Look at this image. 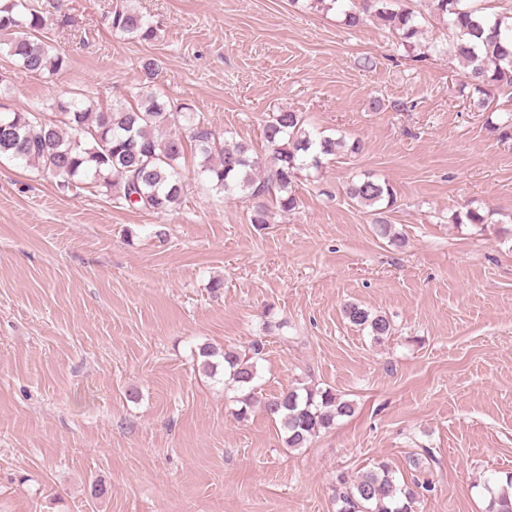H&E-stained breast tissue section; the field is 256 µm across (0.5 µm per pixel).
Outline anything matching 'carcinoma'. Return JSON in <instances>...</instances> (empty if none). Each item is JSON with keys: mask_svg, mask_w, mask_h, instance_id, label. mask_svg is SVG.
<instances>
[{"mask_svg": "<svg viewBox=\"0 0 512 512\" xmlns=\"http://www.w3.org/2000/svg\"><path fill=\"white\" fill-rule=\"evenodd\" d=\"M304 7L340 14L348 27L368 19L396 34L400 44L417 58L446 56L463 69L465 87L477 95L475 108L488 106L490 91L512 89V13L489 14L478 0H292ZM437 19L448 39L421 47L427 17ZM113 32L138 42L160 38L153 20L130 6L117 4L104 17ZM46 11L39 0H0V54L26 71L50 78L68 66L69 59L48 41ZM161 62L154 57L140 61L144 80L130 90L135 103L123 101L103 110L81 92H71L49 102L33 103L25 109L0 111V159L35 168L67 193L80 185L112 194V199L141 211L163 214L178 205L187 184L179 172L186 143L177 133H163L179 116L191 130L190 142L199 157V174L216 194L237 195L253 201L252 224L269 223L268 205L289 213L299 207L293 186L303 177L322 169L324 160L344 149L361 151L360 141L346 144L317 128L309 127L300 112H275L263 126L269 155L253 151L246 141H227L216 134L203 115L187 104H177L156 91L154 76ZM498 140L512 141V114L489 124ZM346 195L375 216L377 236L393 244L403 243L402 234L382 217L395 205L392 186L366 175L346 186ZM454 224H486V216L475 209L458 211ZM351 324L368 330L376 341L392 335L385 315L354 302L342 307ZM266 343L259 337L248 352H219L211 345L199 348L201 366L214 371L212 359L220 356L228 383L239 391L236 416L248 414L260 378L259 361ZM264 408L278 419L284 442L303 448L320 431L330 428L355 412L354 403L331 388L319 389L302 382L267 398ZM506 486L495 490L490 482L487 512H512V474ZM427 481L400 482L396 470L385 462L374 464L351 479L336 477V512H414Z\"/></svg>", "mask_w": 512, "mask_h": 512, "instance_id": "1", "label": "carcinoma"}]
</instances>
